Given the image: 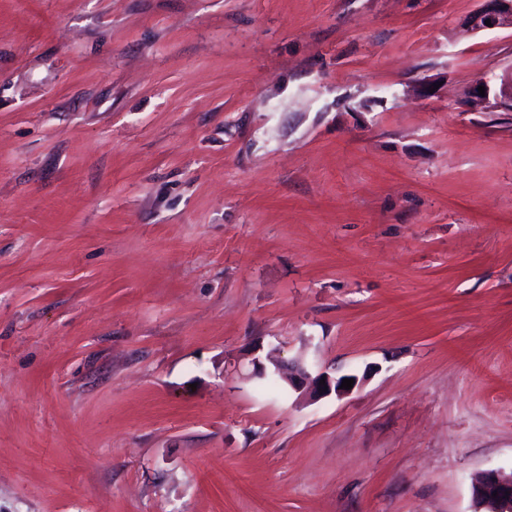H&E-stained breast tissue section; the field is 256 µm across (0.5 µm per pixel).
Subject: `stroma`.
I'll return each instance as SVG.
<instances>
[{"mask_svg": "<svg viewBox=\"0 0 512 512\" xmlns=\"http://www.w3.org/2000/svg\"><path fill=\"white\" fill-rule=\"evenodd\" d=\"M479 6L0 0V512H474L512 475ZM257 373L261 378H276V376L284 378L288 386H291L296 391L308 393L313 399L328 396L332 394V392L337 396L345 394L349 390L340 389L342 380L345 378L354 379L353 386L356 382V378L353 376L343 375L336 377L331 376L327 372H321L312 377L299 363H288V365L275 363L273 372L270 374L266 373L265 366L258 364ZM322 376H325V385H319ZM493 492H497L496 497ZM472 494L478 509L474 512H512V477L505 479L493 471L486 472L473 483Z\"/></svg>", "mask_w": 512, "mask_h": 512, "instance_id": "1", "label": "stroma"}]
</instances>
